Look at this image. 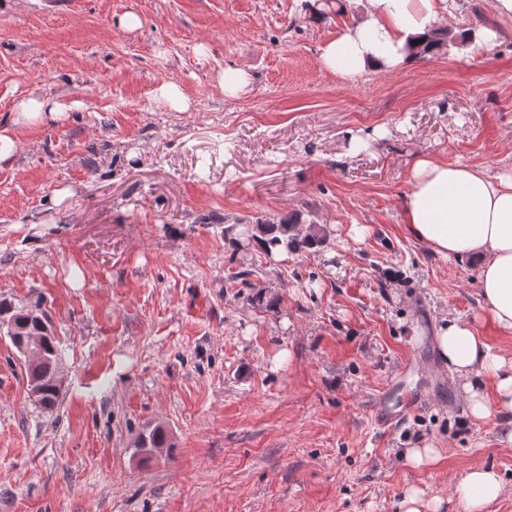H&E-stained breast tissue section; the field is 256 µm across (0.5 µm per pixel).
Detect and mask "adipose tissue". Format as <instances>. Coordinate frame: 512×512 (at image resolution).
Wrapping results in <instances>:
<instances>
[{"label":"adipose tissue","mask_w":512,"mask_h":512,"mask_svg":"<svg viewBox=\"0 0 512 512\" xmlns=\"http://www.w3.org/2000/svg\"><path fill=\"white\" fill-rule=\"evenodd\" d=\"M448 14V0H365L362 18L322 46L320 63L349 76L392 71L408 58L410 44ZM403 219L438 254L480 258L490 320L512 335V175H493L459 160L420 158L411 171ZM438 349L463 382L473 420L512 412V355L493 350L462 318L440 326ZM507 490L501 474L484 466L470 468L454 487L466 512H486Z\"/></svg>","instance_id":"adipose-tissue-1"}]
</instances>
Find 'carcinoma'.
<instances>
[{
    "mask_svg": "<svg viewBox=\"0 0 512 512\" xmlns=\"http://www.w3.org/2000/svg\"><path fill=\"white\" fill-rule=\"evenodd\" d=\"M451 43L459 46L468 45V42L453 30L436 27L424 45L414 46L411 51L415 58L426 59L439 54ZM224 239L236 249L240 248V244L249 241L253 249L272 257L279 253H298L320 247L326 243L327 234L320 224H303L288 217L279 220L235 218L224 226ZM4 313L8 314L6 336L10 338L16 350L20 352L25 347L40 351L39 361L26 365V377H33L42 385L40 406L45 409L53 408L61 396L57 385V372L63 353L55 337L44 334L46 314L38 313L36 308L18 311L6 309ZM165 442V432L156 427L140 438L136 451L140 454H151L156 449L164 447Z\"/></svg>",
    "mask_w": 512,
    "mask_h": 512,
    "instance_id": "cac0c4a2",
    "label": "carcinoma"
}]
</instances>
